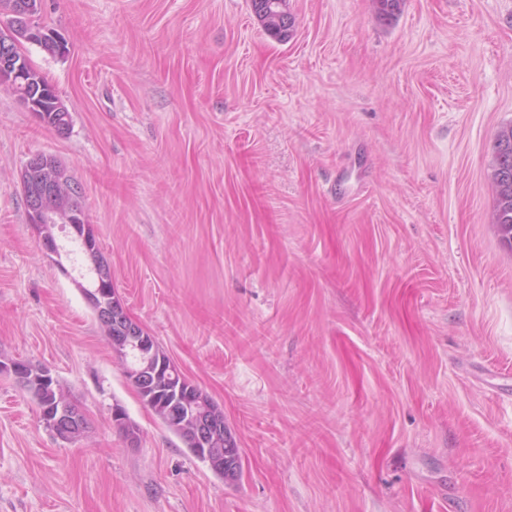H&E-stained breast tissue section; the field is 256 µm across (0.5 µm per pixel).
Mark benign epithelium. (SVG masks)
<instances>
[{
  "label": "benign epithelium",
  "mask_w": 512,
  "mask_h": 512,
  "mask_svg": "<svg viewBox=\"0 0 512 512\" xmlns=\"http://www.w3.org/2000/svg\"><path fill=\"white\" fill-rule=\"evenodd\" d=\"M30 25L32 17L27 13L19 15L12 23L0 24V41H4L0 44V85L16 87L21 103L31 111L40 108L39 97L33 95L38 76L24 66L23 56L13 47L15 30ZM19 183L27 199L29 223L38 232L44 252L57 258L65 253L64 244L55 234L58 227L68 231L70 241L77 243L89 260L75 284L100 321L117 330L118 335L112 337V347L127 359V376L148 393V398H162L180 439L194 449L200 461L228 475L239 473L241 460L234 452L237 442L224 427V418L214 412L204 394L187 385L188 379L176 363L161 352L155 338L130 317L124 301L103 287L111 279V271L99 261V245L88 232L85 213L75 209L62 211L57 207L58 187L65 184L75 189L67 170L52 155L34 154L23 164ZM0 375L13 377L28 393H35L49 384L54 386L57 381L50 370L29 372L22 360L0 359ZM40 418L62 440L71 439L85 425L82 412L54 402L42 406ZM112 422L124 429L127 445L136 447L140 429L121 407L112 408Z\"/></svg>",
  "instance_id": "1"
}]
</instances>
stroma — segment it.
Returning a JSON list of instances; mask_svg holds the SVG:
<instances>
[{
  "label": "stroma",
  "mask_w": 512,
  "mask_h": 512,
  "mask_svg": "<svg viewBox=\"0 0 512 512\" xmlns=\"http://www.w3.org/2000/svg\"><path fill=\"white\" fill-rule=\"evenodd\" d=\"M42 0L23 50L72 123L0 87V357L51 369L58 439L0 376V512H512V247L489 177L512 125V0ZM80 188L130 316L223 410L227 483L142 403L27 219ZM138 447L112 427L113 406ZM285 2L287 6V13L271 12L268 8H265V3L271 6L273 9L281 8L282 2ZM251 0V7L254 14L262 23L264 29L269 32L272 36L276 37L280 41L289 39L292 35L293 28L295 25V19L292 17L289 7L288 0Z\"/></svg>",
  "instance_id": "stroma-1"
}]
</instances>
